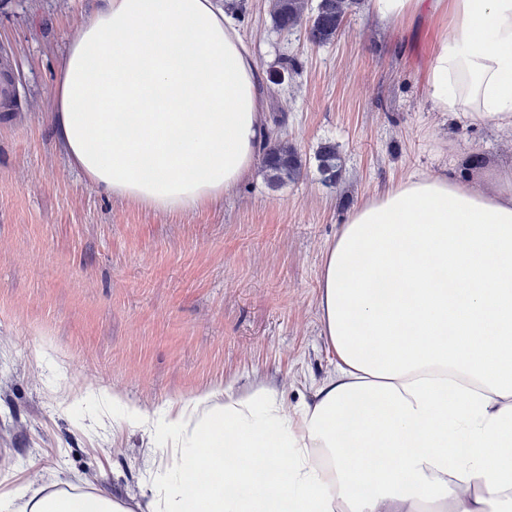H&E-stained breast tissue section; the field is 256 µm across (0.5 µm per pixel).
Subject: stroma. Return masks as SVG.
I'll use <instances>...</instances> for the list:
<instances>
[{
	"label": "stroma",
	"instance_id": "35a3bbf8",
	"mask_svg": "<svg viewBox=\"0 0 512 512\" xmlns=\"http://www.w3.org/2000/svg\"><path fill=\"white\" fill-rule=\"evenodd\" d=\"M240 3L262 73L296 64L265 82V121L304 168L277 188L255 172L223 204L174 216L89 185L54 138L57 73L99 0H0V52L28 104L0 117V478L17 475L19 492L150 500L171 460L164 436L121 425L91 387L152 412L261 380L298 406L336 364L320 269L349 212L416 172L452 169L489 191L512 168V131L432 109L423 72L437 21L383 26L365 0L334 43L315 46L276 30L268 0ZM326 142L343 165L334 187L318 170Z\"/></svg>",
	"mask_w": 512,
	"mask_h": 512
}]
</instances>
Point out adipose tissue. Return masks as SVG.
<instances>
[{"instance_id": "obj_1", "label": "adipose tissue", "mask_w": 512, "mask_h": 512, "mask_svg": "<svg viewBox=\"0 0 512 512\" xmlns=\"http://www.w3.org/2000/svg\"><path fill=\"white\" fill-rule=\"evenodd\" d=\"M372 9L441 21L424 71L435 111L512 128V0ZM263 81L218 0H103L68 47L49 121L88 182L185 214L250 177ZM318 310L336 367L294 409L261 381L153 414L113 396L177 460L147 508L4 487L0 512H512V170L489 192L413 174L355 208L325 250Z\"/></svg>"}]
</instances>
